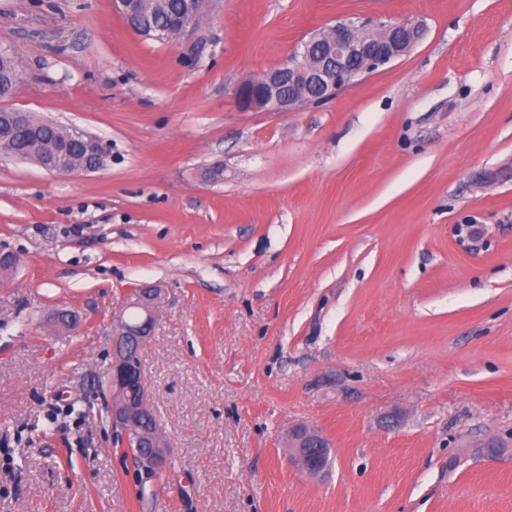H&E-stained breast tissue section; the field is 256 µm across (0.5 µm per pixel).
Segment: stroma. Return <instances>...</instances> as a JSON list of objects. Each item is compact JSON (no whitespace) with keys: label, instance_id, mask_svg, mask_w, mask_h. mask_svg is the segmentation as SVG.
I'll return each mask as SVG.
<instances>
[{"label":"stroma","instance_id":"1","mask_svg":"<svg viewBox=\"0 0 512 512\" xmlns=\"http://www.w3.org/2000/svg\"><path fill=\"white\" fill-rule=\"evenodd\" d=\"M147 40L112 0H0V108L101 140L93 173L0 159V512H512V0H203ZM418 21L296 112L234 89L313 29ZM222 168L219 180L206 172ZM482 224L475 246L456 227ZM162 478L98 389L135 290ZM75 312L74 331L58 312ZM329 439L321 475L289 433ZM20 74V61L17 55L8 52L0 53V83L16 85Z\"/></svg>","mask_w":512,"mask_h":512}]
</instances>
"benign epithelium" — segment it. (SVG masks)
<instances>
[{"label":"benign epithelium","instance_id":"7a95c632","mask_svg":"<svg viewBox=\"0 0 512 512\" xmlns=\"http://www.w3.org/2000/svg\"><path fill=\"white\" fill-rule=\"evenodd\" d=\"M419 21L375 22L371 19L345 18L310 33L296 51L278 68L238 85L235 97L245 112H296L302 107L321 103L337 92L352 87L363 77L405 55L422 36ZM67 137L81 141L86 150L85 162L68 172H95L107 162L103 143L73 130ZM162 289L155 286L139 291L132 306L141 311L139 321L118 323L112 336V365L106 382V396L112 419V435L123 442L130 457L138 449L149 448L153 467L165 457L168 442L158 429L145 430L141 421L152 413L148 391L141 370L135 367L131 349L142 345L156 321ZM293 446L302 467L319 473L327 461V439L316 431L300 428L294 432Z\"/></svg>","mask_w":512,"mask_h":512}]
</instances>
